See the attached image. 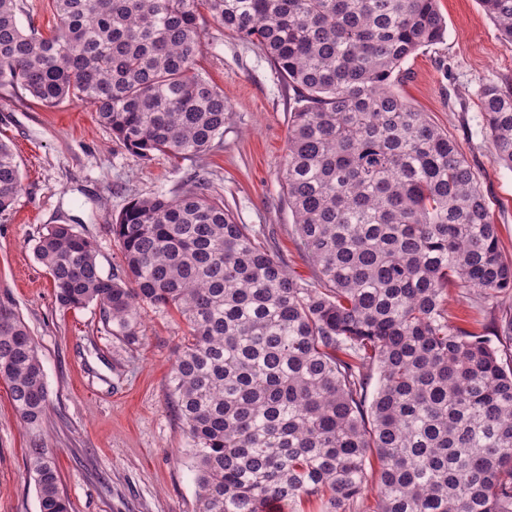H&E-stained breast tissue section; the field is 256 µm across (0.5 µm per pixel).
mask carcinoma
I'll return each mask as SVG.
<instances>
[{
    "label": "carcinoma",
    "mask_w": 512,
    "mask_h": 512,
    "mask_svg": "<svg viewBox=\"0 0 512 512\" xmlns=\"http://www.w3.org/2000/svg\"><path fill=\"white\" fill-rule=\"evenodd\" d=\"M48 35L0 0V86L92 105L147 162L199 157L224 135V94L197 68L200 18L258 47L295 91L283 193L316 280L292 275L204 177L134 200L112 222L123 274H101L69 224L35 239L63 308L94 303L140 343L142 312L189 336L170 374L200 512H512V358L453 324L448 287L512 294V261L457 142L392 87L444 40L437 0H51ZM512 41V0H480ZM494 160L512 170V84L478 94ZM23 191L0 142V213ZM378 387L368 396L370 370ZM0 380L41 430L38 349L0 294ZM39 512H69L51 449L28 450Z\"/></svg>",
    "instance_id": "cac0c4a2"
}]
</instances>
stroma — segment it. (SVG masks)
Instances as JSON below:
<instances>
[{"label": "stroma", "mask_w": 512, "mask_h": 512, "mask_svg": "<svg viewBox=\"0 0 512 512\" xmlns=\"http://www.w3.org/2000/svg\"><path fill=\"white\" fill-rule=\"evenodd\" d=\"M439 8L443 42L409 57L394 90L459 144L512 259V170L495 163L477 100L483 84L512 80V42L479 0H439ZM201 27L198 70L223 91L230 118L223 137L198 158L157 154L141 162L113 141L90 105L47 107L0 87V141L12 148L23 182L0 213V293L11 296L38 348L49 398L42 438L54 450L69 512H198L193 452L169 383L187 327L177 312L145 310L143 340L131 349L101 332L98 306L60 307L33 252L40 234L72 225L95 242L103 275L121 272L112 220L133 199L175 191L199 171L238 223L264 229L292 273L316 277L295 242L281 188L295 92L250 42L208 16ZM499 308L471 288L448 293V311L491 338ZM31 439L0 382V512H38L27 467Z\"/></svg>", "instance_id": "35a3bbf8"}]
</instances>
